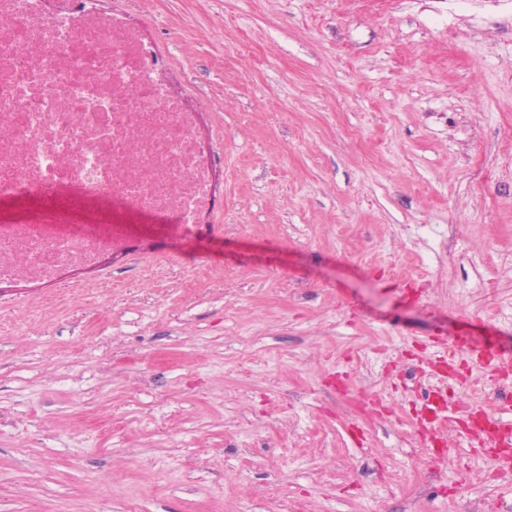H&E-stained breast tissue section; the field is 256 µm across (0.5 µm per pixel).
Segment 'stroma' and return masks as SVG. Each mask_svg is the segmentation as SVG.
Masks as SVG:
<instances>
[{"mask_svg":"<svg viewBox=\"0 0 512 512\" xmlns=\"http://www.w3.org/2000/svg\"><path fill=\"white\" fill-rule=\"evenodd\" d=\"M102 8L156 36L223 204L0 287V512H469L484 454L419 455L407 372L512 352V0ZM449 344H452L457 349L469 354L474 360L484 364L486 369L492 373H497L498 363L509 362L511 360L510 354L500 353L497 350H493L491 347L476 348L457 340L450 343L448 342V345Z\"/></svg>","mask_w":512,"mask_h":512,"instance_id":"1","label":"stroma"}]
</instances>
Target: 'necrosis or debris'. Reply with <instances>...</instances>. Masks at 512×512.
<instances>
[{"label": "necrosis or debris", "mask_w": 512, "mask_h": 512, "mask_svg": "<svg viewBox=\"0 0 512 512\" xmlns=\"http://www.w3.org/2000/svg\"><path fill=\"white\" fill-rule=\"evenodd\" d=\"M198 115L156 46L101 0H0V284L50 283L125 251L141 219L188 233L217 206Z\"/></svg>", "instance_id": "obj_1"}]
</instances>
